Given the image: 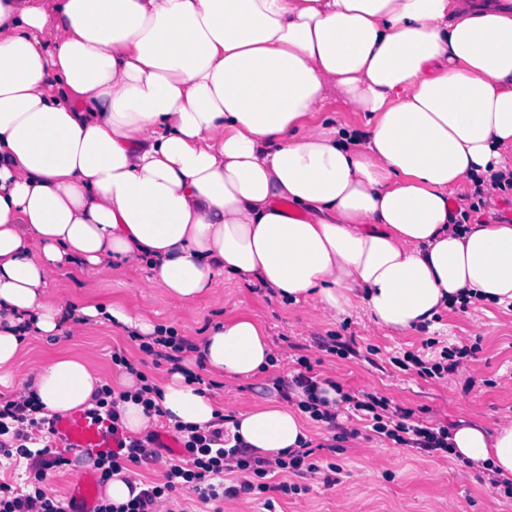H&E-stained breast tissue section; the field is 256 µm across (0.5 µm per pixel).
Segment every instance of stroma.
I'll list each match as a JSON object with an SVG mask.
<instances>
[{
    "label": "stroma",
    "instance_id": "35a3bbf8",
    "mask_svg": "<svg viewBox=\"0 0 512 512\" xmlns=\"http://www.w3.org/2000/svg\"><path fill=\"white\" fill-rule=\"evenodd\" d=\"M459 210L469 222L504 219L512 210V190L490 194L476 203L471 192L461 194ZM51 290L76 302L94 298L119 302L146 311L155 322L174 324L180 331L203 332L215 321L238 314H251L265 326L277 364L274 376L290 377L306 357L315 378L336 379L351 403L340 409L341 429L357 430V437L335 439V429L312 423L311 462L318 473L297 478V492L275 493L277 512H512V497L492 486L480 473H465L448 454L430 457L372 432L353 401L363 394L386 399L390 407L411 410L419 424L433 428L462 422L495 427L512 419V306L475 303L468 309L441 310L432 328L396 333L376 326L362 312L323 316L314 304L282 303L271 289L255 283L218 284L211 299L181 302L163 296L147 272L113 271L103 277L91 272L62 271ZM337 336L346 347L343 353L326 352L320 340ZM436 346H427V339ZM75 342L100 370L102 381L114 382L118 368L113 352H121L149 379L158 380L171 367L170 361L141 351L135 341L106 326H93L84 335L59 344L31 342L25 360H45L58 345ZM468 347L457 371L444 378L419 375L399 360L412 352L432 361L442 347ZM65 466L50 470L48 494L66 498L71 482L93 470L94 457L82 450H63ZM337 464L336 484L323 482L322 470Z\"/></svg>",
    "mask_w": 512,
    "mask_h": 512
}]
</instances>
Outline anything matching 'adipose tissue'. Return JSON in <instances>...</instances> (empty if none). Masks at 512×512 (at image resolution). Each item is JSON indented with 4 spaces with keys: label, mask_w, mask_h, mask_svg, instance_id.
<instances>
[{
    "label": "adipose tissue",
    "mask_w": 512,
    "mask_h": 512,
    "mask_svg": "<svg viewBox=\"0 0 512 512\" xmlns=\"http://www.w3.org/2000/svg\"><path fill=\"white\" fill-rule=\"evenodd\" d=\"M339 95L363 125L320 115ZM512 171V0H0V388L43 416L92 407V360L22 363L29 341L89 325L152 341L122 304H75L61 269L150 271L163 296L259 282L291 304L364 312L409 331L465 298L512 305V224L455 229L454 197ZM155 409L229 429L252 455L310 440L300 402L232 419L196 381L266 377L263 324L240 314L192 336ZM458 464L512 481V420L448 431Z\"/></svg>",
    "instance_id": "ef3b65f1"
}]
</instances>
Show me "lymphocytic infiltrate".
<instances>
[{
  "instance_id": "f902f5d3",
  "label": "lymphocytic infiltrate",
  "mask_w": 512,
  "mask_h": 512,
  "mask_svg": "<svg viewBox=\"0 0 512 512\" xmlns=\"http://www.w3.org/2000/svg\"><path fill=\"white\" fill-rule=\"evenodd\" d=\"M385 400L371 398L357 401L355 410L370 413L373 432L383 435L395 444L417 448L427 453L447 451V430L435 431L412 424L411 410L395 408L389 417H382ZM38 400L32 397L0 404V455L5 458L20 456L29 460L27 477L22 486L0 481V512H67L64 500L50 496L44 484L50 469L64 462L62 454L49 447L30 448L32 436L48 431L51 418L41 416ZM219 432L209 433L189 429L179 432L175 441L180 448L178 462L169 465L162 481L142 489L126 504L115 506L107 499H98L93 512H179L178 495H195L202 503L223 500L238 494H264L270 491L292 492L285 482L288 474L315 472L317 466L309 462V449L301 448L272 461L250 457L240 445L219 446ZM160 435L148 432L145 438L122 437L118 451L98 455L94 467L100 484H107L113 475L123 471L125 462L136 463L147 455V445H159ZM237 469L249 472L248 480L236 486H225L224 474ZM276 476V484H269L267 476Z\"/></svg>"
}]
</instances>
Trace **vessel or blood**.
<instances>
[{
	"mask_svg": "<svg viewBox=\"0 0 512 512\" xmlns=\"http://www.w3.org/2000/svg\"><path fill=\"white\" fill-rule=\"evenodd\" d=\"M53 430L55 440L65 448H81L106 454L118 447V440L113 437L109 422L85 410L55 420ZM97 491V480L92 473L87 472L69 487L68 495L83 504V512H92Z\"/></svg>",
	"mask_w": 512,
	"mask_h": 512,
	"instance_id": "1",
	"label": "vessel or blood"
}]
</instances>
